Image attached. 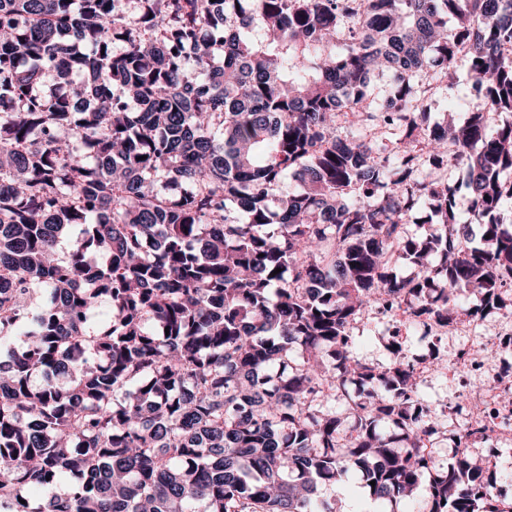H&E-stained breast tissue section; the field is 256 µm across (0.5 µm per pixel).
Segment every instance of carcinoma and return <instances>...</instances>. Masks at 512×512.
Masks as SVG:
<instances>
[{"mask_svg": "<svg viewBox=\"0 0 512 512\" xmlns=\"http://www.w3.org/2000/svg\"><path fill=\"white\" fill-rule=\"evenodd\" d=\"M123 2L0 0V512H338L355 471L376 512H512L352 332L502 304L512 0ZM456 68V81H457V94L474 104L478 101L477 92L473 88V82L470 76L469 63L466 57H459L455 64Z\"/></svg>", "mask_w": 512, "mask_h": 512, "instance_id": "carcinoma-1", "label": "carcinoma"}]
</instances>
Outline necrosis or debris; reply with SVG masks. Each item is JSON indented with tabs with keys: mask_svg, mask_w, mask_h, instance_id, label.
<instances>
[{
	"mask_svg": "<svg viewBox=\"0 0 512 512\" xmlns=\"http://www.w3.org/2000/svg\"><path fill=\"white\" fill-rule=\"evenodd\" d=\"M421 328L432 346L446 349L448 376L460 389L457 401L440 414L450 454L483 455L493 445L512 442V314L488 311L461 321L451 333L427 321ZM479 328L486 337L475 350L463 338Z\"/></svg>",
	"mask_w": 512,
	"mask_h": 512,
	"instance_id": "1",
	"label": "necrosis or debris"
}]
</instances>
